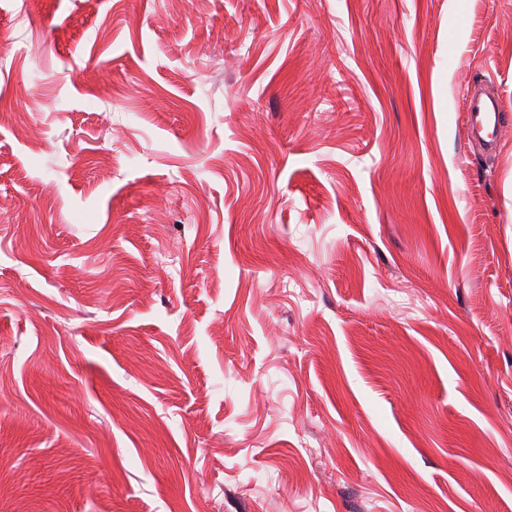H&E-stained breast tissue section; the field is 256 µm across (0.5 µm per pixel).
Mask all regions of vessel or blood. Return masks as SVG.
<instances>
[{
    "label": "vessel or blood",
    "mask_w": 512,
    "mask_h": 512,
    "mask_svg": "<svg viewBox=\"0 0 512 512\" xmlns=\"http://www.w3.org/2000/svg\"><path fill=\"white\" fill-rule=\"evenodd\" d=\"M463 112L469 135L491 146H498L512 129V117L495 92L468 90L463 96Z\"/></svg>",
    "instance_id": "vessel-or-blood-1"
}]
</instances>
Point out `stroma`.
<instances>
[{
    "mask_svg": "<svg viewBox=\"0 0 512 512\" xmlns=\"http://www.w3.org/2000/svg\"><path fill=\"white\" fill-rule=\"evenodd\" d=\"M0 28V512H512V0ZM462 112L469 135L492 147H498L509 131V116L493 91L468 90L463 96Z\"/></svg>",
    "mask_w": 512,
    "mask_h": 512,
    "instance_id": "35a3bbf8",
    "label": "stroma"
}]
</instances>
